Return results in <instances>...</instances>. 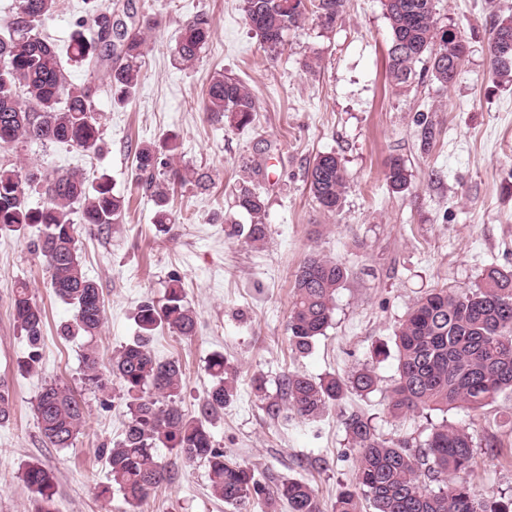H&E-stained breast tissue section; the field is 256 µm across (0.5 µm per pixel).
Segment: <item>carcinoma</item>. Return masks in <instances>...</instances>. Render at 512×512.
Masks as SVG:
<instances>
[{
    "label": "carcinoma",
    "mask_w": 512,
    "mask_h": 512,
    "mask_svg": "<svg viewBox=\"0 0 512 512\" xmlns=\"http://www.w3.org/2000/svg\"><path fill=\"white\" fill-rule=\"evenodd\" d=\"M345 0H243L244 17L264 47L277 53L284 34L300 27L312 13L326 28L342 17ZM436 0H383L390 21L391 44L388 72L394 86L404 88L417 77L416 66L428 63L430 77L442 85L453 82L449 64L460 58L464 38L452 29L440 32ZM84 11L66 47L69 60L95 72L106 69L107 92L121 105L138 85L141 59L146 49V31L160 25L155 0H143L145 24L127 8L112 7L104 0H83ZM59 0H15L11 15L0 22V147L22 142L63 144L86 152L102 149V133L95 97L98 86L71 81L61 52L45 30L57 12ZM512 15L498 18L488 43L492 74L512 76ZM211 37L206 15L186 21L173 54L183 65L197 60ZM257 98L243 82L222 73L214 75L206 90L205 111L210 115L247 126L254 120ZM140 182L151 191L157 210L154 224L170 223L171 186L183 180L178 170L165 176L158 151L135 147ZM386 179L401 191L406 188L405 164L393 159ZM306 185L319 208L337 211L348 189L341 161L334 153L314 158L307 170ZM44 197L42 206L28 205V194ZM236 207L251 218L247 238L253 243L266 238L265 198L256 188L242 186ZM124 197L113 192L108 175L88 185L80 169L41 172L0 165V232H17L29 225L42 227L34 250L44 259L54 294L75 310L73 322L60 329L63 336L93 337L104 323L98 285L82 270L78 230H102L118 224ZM349 278L341 262L312 254L298 268L288 315L289 340L300 354L324 335L332 320L336 292ZM14 321L24 333L29 352L23 366L39 361L43 314L26 282L19 283L12 299ZM137 335L112 358L109 376L120 385L126 400L122 438L102 449L110 480L132 507L148 498L169 480V466L160 462L156 448L174 451L184 464L198 460L207 464L213 492L227 504L245 506L250 500L272 502L281 497L289 512H321L311 486L288 481L276 491L266 487L247 466L225 458L209 431L212 423L236 395L234 379L224 355L216 353L208 363L214 379L200 409L188 418L178 406L184 387V371L177 359L160 360L151 343L162 329L179 336L196 332L197 315L184 301L181 279L172 276L164 302H144L135 315ZM398 352L397 377L388 408L395 416L423 410L479 408L496 395L512 391V267L492 265L470 288H434L422 295L395 330ZM84 379L97 387L105 377L97 353L83 355ZM377 382L374 368L365 366L345 379L318 380L304 373L283 376L281 389L286 409L305 419L319 418L348 392L366 395ZM39 429L53 448H71L87 422L85 402L67 386L46 384L34 407ZM11 413L9 385L0 380V424ZM352 447L358 451L355 485L368 498L373 512H512V496L476 495L463 474L474 459L470 433L442 423L427 438L412 445L407 440H389L371 419L352 413L345 419ZM22 482L40 497L38 512H52L54 474L39 463L27 465ZM435 483L434 490L430 484ZM357 492V493H359ZM357 493L339 494L334 512H358Z\"/></svg>",
    "instance_id": "obj_1"
}]
</instances>
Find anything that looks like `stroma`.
I'll return each mask as SVG.
<instances>
[{"instance_id":"35a3bbf8","label":"stroma","mask_w":512,"mask_h":512,"mask_svg":"<svg viewBox=\"0 0 512 512\" xmlns=\"http://www.w3.org/2000/svg\"><path fill=\"white\" fill-rule=\"evenodd\" d=\"M242 7V0H158L163 23L148 35L135 92L123 106L104 93L96 100L101 152L37 143L0 148L2 165L107 174L114 192L130 200L120 223L78 236L83 269L104 303V324L91 338L60 334L74 311L48 286L33 247L37 229L0 233V378L12 397V415L0 424V512H37V498L21 480L26 464L37 461L55 474L53 512H262L254 502L240 509L215 497L207 465L178 463L167 448L157 454L171 464L172 477L138 507L119 490L101 492L108 482L102 451L119 440L126 407L115 381L85 383L82 357L91 348L109 364L132 340L140 303L161 301L174 273L198 315L197 330L191 337L160 331L151 348L157 358L182 364L179 405L189 417L198 416L213 384L209 358L224 354L237 394L210 431L229 460L251 467L269 488L306 482L323 512H332L337 495L355 486L358 453L343 420L357 412L383 437L414 443L441 422L466 425L474 440L469 485L482 494H512V394L476 410L395 418L386 404L397 360H371L426 291L468 288L489 265L512 266V84L493 77L488 56L490 27L512 14V0H438L439 25L461 31L469 53L452 84L424 73L402 89L388 78L391 34L381 0H346L330 29L307 15L276 56L264 50ZM200 13L209 17L212 37L198 61L180 65L172 54L178 30ZM313 59L317 68L306 71ZM219 71L256 95L252 124L208 117L205 90ZM136 144L160 149L186 177L171 194L167 231L156 229L154 202L137 186L130 151ZM329 152L349 176L333 214L319 209L305 181L309 163ZM396 157L408 173L400 192L385 179ZM242 184L266 199L264 242L226 234L230 223L250 222L233 205ZM315 252L345 264L350 276L330 326L303 356L286 323L294 275ZM22 279L44 312L41 359L29 372L17 367L28 346L11 310ZM369 363L378 376L372 393L347 394L310 421L272 416L251 389L253 377H264L277 398L283 374L343 378ZM54 381L88 405L87 424L70 448L47 445L34 414L42 388Z\"/></svg>"}]
</instances>
